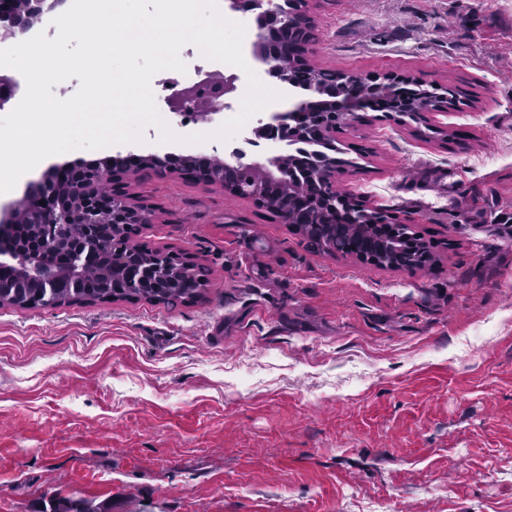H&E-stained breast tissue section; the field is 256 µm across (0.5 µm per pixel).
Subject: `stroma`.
<instances>
[{
  "instance_id": "stroma-1",
  "label": "stroma",
  "mask_w": 512,
  "mask_h": 512,
  "mask_svg": "<svg viewBox=\"0 0 512 512\" xmlns=\"http://www.w3.org/2000/svg\"><path fill=\"white\" fill-rule=\"evenodd\" d=\"M309 60L463 100L337 129L339 189L431 245L410 270L310 246L265 208L126 179L132 243L208 271L205 296L0 307V512H512V0H309ZM226 120L145 128L51 165L198 154ZM107 504L95 505L92 501L79 498H59L49 504L50 512H110Z\"/></svg>"
}]
</instances>
